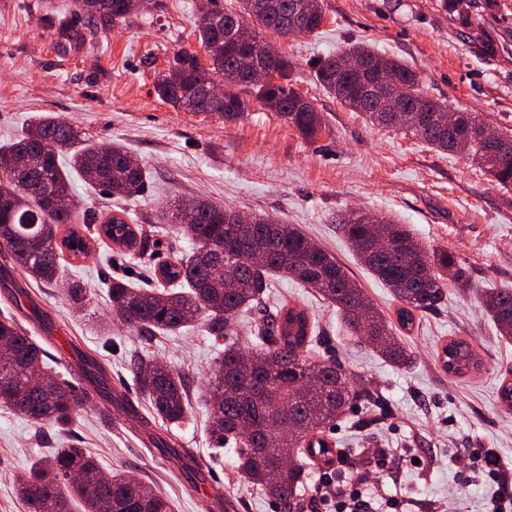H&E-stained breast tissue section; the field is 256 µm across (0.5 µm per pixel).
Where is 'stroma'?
I'll return each instance as SVG.
<instances>
[{
  "label": "stroma",
  "mask_w": 512,
  "mask_h": 512,
  "mask_svg": "<svg viewBox=\"0 0 512 512\" xmlns=\"http://www.w3.org/2000/svg\"><path fill=\"white\" fill-rule=\"evenodd\" d=\"M162 2L159 9L135 10L122 24L91 29L75 17L73 0H0V145L41 113L59 115L98 143L122 142L149 172L144 194L131 205L139 222L160 224L170 204L194 198L297 225L334 254L391 319L399 303L359 263L338 229L341 215L362 210L393 219L427 247L453 253L471 286L446 288L435 309L416 316L402 336L413 355L406 369L349 336L335 307L314 289L274 276L264 307L289 301L307 308L323 334L312 357L338 360L356 387L374 393L373 402L357 401L327 431L336 456L328 470L309 472L305 512H324L317 488L326 473L366 476L376 512L389 500L404 512H486L495 489L468 484L470 455L490 449L512 459V410L499 401L502 381L512 380V341L499 335L480 291L512 288V187L418 137L373 126L316 85L314 62L368 42L411 66L427 97L512 133V0H463L458 11L442 0H321L319 30L277 43L295 64V89L323 116L325 128L311 142L255 101L237 122L164 103L155 92L158 75L177 51L202 50L195 28L204 0ZM63 17L91 29L92 40L61 34ZM78 232L94 239L95 257L66 258L59 286L40 287L20 274L14 285L53 319V339L30 328L51 353L52 372L71 375L76 352L91 354L130 404L113 407L108 418L90 406L80 409L63 433L36 428L0 406V512H26L15 474L71 445L93 452L103 470L133 472L168 495L175 512H209L217 488L235 503L234 512H275L238 474L232 447L210 444L201 396L224 346L208 335L204 320L149 340L117 323L108 336L97 329L111 322L112 279L155 287L156 269L190 252L191 243L169 228L138 256L96 241L93 229ZM72 282L86 288L84 306L69 300ZM456 337L473 340L483 360L478 373L463 379L448 375L436 358ZM141 352L181 371L191 385L190 418L171 436L174 447L193 453L199 476L183 472L147 438L148 405L129 367ZM381 455L388 464L379 470Z\"/></svg>",
  "instance_id": "1"
}]
</instances>
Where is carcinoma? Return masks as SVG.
Wrapping results in <instances>:
<instances>
[{
	"label": "carcinoma",
	"mask_w": 512,
	"mask_h": 512,
	"mask_svg": "<svg viewBox=\"0 0 512 512\" xmlns=\"http://www.w3.org/2000/svg\"><path fill=\"white\" fill-rule=\"evenodd\" d=\"M84 0L75 7L88 21L107 26L129 15L127 0H103L104 12L88 13ZM237 0L239 9L211 8L197 19L200 45L210 66L196 53L179 51L155 92L165 103L185 112H214L227 122L242 120L255 99L277 113L306 140H314L325 125L321 113L290 81L294 69L285 55L275 62L276 81L250 83L240 69L245 56L263 61L265 33L280 38L318 30L320 0ZM315 78L329 95L372 124L410 133L440 152L461 155L503 186L512 185V134L497 133L503 149L494 152L479 137L483 122L472 112L448 113V105L427 97L417 74L405 62L355 43L315 64ZM398 82L394 91L371 100L363 86L379 72ZM224 83V102L207 97V88ZM83 179L104 187L111 196L135 200L145 187L140 160L120 143L104 146L86 133L47 113L33 117L23 132L0 146V246L4 247L0 281L12 283V272L44 286L57 283L64 253L87 259L93 253L87 239L65 224H99L122 251H147L148 237L136 219H103L77 206L61 208L71 184L64 166ZM239 212L209 201L188 200L171 209V224L194 245L193 250L162 265L163 289L133 288L123 279L109 285L112 315L139 336L149 338L191 325L204 316L208 335L217 340L235 335L239 314L258 302L279 273L336 305L347 328L389 364L401 368L411 360L399 332L413 325L417 313L434 309L450 284L465 287L466 269L446 250L426 248L405 224L363 211L344 215L339 230L349 240L361 265L401 302L392 322L374 310L363 288L331 253L315 246L292 224L249 216L248 224L225 222ZM34 320L50 334L48 315L29 293ZM486 309L501 336L512 338V289L487 291ZM253 346L243 350L232 340L212 369L205 402L209 436L217 447L234 443L236 464L247 485L272 499L276 512H304L299 493L308 470L332 464L333 449L326 429L360 399L373 397L351 383L336 362L310 356L319 339L307 309L285 302L257 322ZM51 354L24 329L12 311L0 316V405L41 428L68 426L78 409L100 398L104 416H112V393L103 371L91 355H81V373L74 379L48 373ZM448 374L464 377L482 367L472 341L453 338L437 354ZM130 370L151 417L170 426L189 418L191 403L185 376L149 356L137 354ZM288 449V463L280 461ZM27 512H173V502L125 471L102 472L86 448H59L37 459L17 476Z\"/></svg>",
	"instance_id": "obj_1"
}]
</instances>
